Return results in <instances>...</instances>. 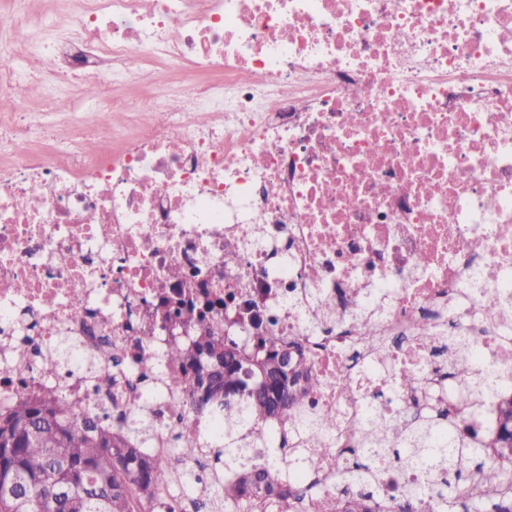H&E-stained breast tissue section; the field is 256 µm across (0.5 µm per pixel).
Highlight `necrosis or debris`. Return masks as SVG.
Here are the masks:
<instances>
[{
  "instance_id": "4bbe7bcc",
  "label": "necrosis or debris",
  "mask_w": 512,
  "mask_h": 512,
  "mask_svg": "<svg viewBox=\"0 0 512 512\" xmlns=\"http://www.w3.org/2000/svg\"><path fill=\"white\" fill-rule=\"evenodd\" d=\"M3 25L27 38L0 46V282L25 286L0 294V408L92 384L125 414L161 409L146 381L176 374L160 353L185 333L160 313L188 294L246 351L253 320L272 326L320 377L304 403L335 414L331 437L277 429L280 462L312 458V496L345 490L372 420L494 430L492 401L452 393L489 369L512 394V0H12ZM143 71L157 80L120 97ZM19 83L40 99L19 105ZM88 87L121 124L99 123ZM65 338L77 353L45 378ZM405 371L416 388L397 387ZM216 429L187 409L153 450L181 470L171 437Z\"/></svg>"
}]
</instances>
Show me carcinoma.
<instances>
[{"mask_svg": "<svg viewBox=\"0 0 512 512\" xmlns=\"http://www.w3.org/2000/svg\"><path fill=\"white\" fill-rule=\"evenodd\" d=\"M196 334L190 344L174 343L165 351L182 376L161 386L170 393L166 408L190 407L198 414L224 420V433L209 442L178 435L175 448H210L224 465L201 492L190 497L201 478L191 468L177 473L168 458L143 451L156 426L157 412L143 409L129 421L109 422L111 411L90 390L77 408L60 394L52 399L33 395L0 410V512H264L271 496L292 503V512L310 506L288 482V473L273 459L258 461L254 448H268L270 426L298 419L327 438L336 416L308 415L301 405L299 380L318 387L321 380L305 371L299 358L284 362L285 348L274 330H266L255 354L237 343L204 315L191 317ZM74 344L64 341L41 363L47 376L68 366ZM390 422L374 420L364 430L368 447L353 479L365 491L347 497L325 496L319 512H389L381 500L374 471L379 455L392 453L398 466L422 472L427 480L407 498H431L434 512H512V396L502 397L498 428L488 440L461 442L454 424L434 416L406 432L396 449L384 446Z\"/></svg>", "mask_w": 512, "mask_h": 512, "instance_id": "1", "label": "carcinoma"}]
</instances>
